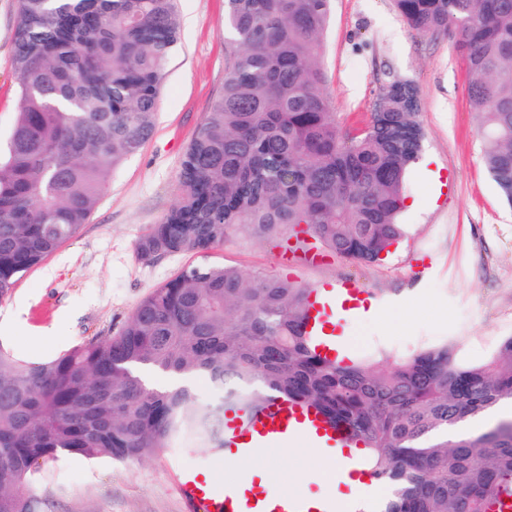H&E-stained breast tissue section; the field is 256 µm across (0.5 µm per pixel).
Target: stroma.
Masks as SVG:
<instances>
[{
	"label": "stroma",
	"instance_id": "stroma-1",
	"mask_svg": "<svg viewBox=\"0 0 512 512\" xmlns=\"http://www.w3.org/2000/svg\"><path fill=\"white\" fill-rule=\"evenodd\" d=\"M181 39L159 96L156 130L114 172L79 235L24 274L0 301V343L21 359L44 361L94 336L120 332L153 289L195 262L180 252L142 259L138 241L178 201L183 154L224 88V0H178ZM16 0H0V140H7L19 80L12 66ZM455 29L424 34L395 0H333L321 63L341 134L366 126L380 87L412 82L424 141L405 179L404 236L388 255L361 264L317 246L292 250L274 239H227L212 258L246 274L304 287L351 281L379 300L345 326L360 355H406L446 341L470 361L486 359L512 336V207L504 204L482 162L483 136L465 83ZM279 469L292 491L322 478L318 456L298 447L240 465L189 443L151 459L116 463L67 457L44 465L33 487L39 512H187L177 489L181 471L227 479Z\"/></svg>",
	"mask_w": 512,
	"mask_h": 512
}]
</instances>
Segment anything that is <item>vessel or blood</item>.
<instances>
[{"instance_id": "vessel-or-blood-1", "label": "vessel or blood", "mask_w": 512, "mask_h": 512, "mask_svg": "<svg viewBox=\"0 0 512 512\" xmlns=\"http://www.w3.org/2000/svg\"><path fill=\"white\" fill-rule=\"evenodd\" d=\"M368 298L365 289L352 283L312 289L305 331L317 351L330 356L336 353L333 310L358 307ZM225 438L229 450L244 458L292 440H311L330 458H349L357 469L364 465L363 458L350 457L348 436L342 426L329 425L314 411L283 401L272 403L249 423L230 422ZM177 487L192 512H336V498L329 489L299 495L274 485L251 487L242 478L216 483L209 474L192 470L180 473Z\"/></svg>"}]
</instances>
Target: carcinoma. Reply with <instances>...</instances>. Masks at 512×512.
Returning <instances> with one entry per match:
<instances>
[{
  "mask_svg": "<svg viewBox=\"0 0 512 512\" xmlns=\"http://www.w3.org/2000/svg\"><path fill=\"white\" fill-rule=\"evenodd\" d=\"M424 33L454 27L484 128L483 163L512 205V0H395ZM18 112L0 146V301L88 223L113 172L154 132L180 39L176 0H17ZM331 0H224V91L190 141L180 198L138 249L192 252L122 330L44 362L0 345V512H37L30 487L69 456L145 460L172 441L223 447L226 412L272 398L319 409L363 445L391 485L380 512H493L512 487V420H467L512 400V336L483 361L442 343L409 355L331 359L303 333L309 289L209 260L244 233L306 234L373 263L398 242L403 184L424 133L392 80L358 135H342L325 92L321 38ZM144 367L224 389L199 403L157 389Z\"/></svg>",
  "mask_w": 512,
  "mask_h": 512,
  "instance_id": "1",
  "label": "carcinoma"
}]
</instances>
